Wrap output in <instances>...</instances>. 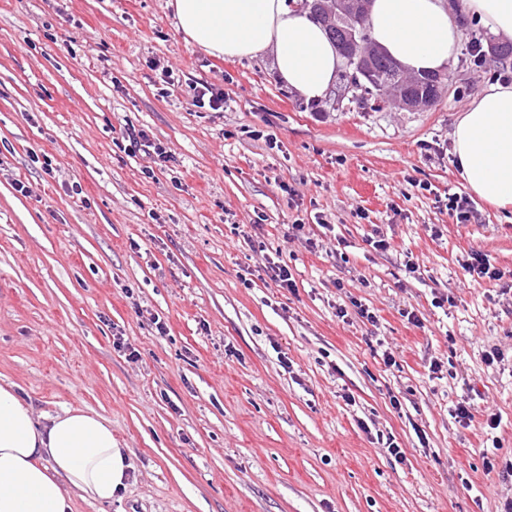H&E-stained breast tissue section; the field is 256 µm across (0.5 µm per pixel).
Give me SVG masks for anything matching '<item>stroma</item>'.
Instances as JSON below:
<instances>
[{"label": "stroma", "instance_id": "stroma-1", "mask_svg": "<svg viewBox=\"0 0 512 512\" xmlns=\"http://www.w3.org/2000/svg\"><path fill=\"white\" fill-rule=\"evenodd\" d=\"M166 3L0 0V383L38 416L106 417L131 464L112 503L73 512H501L512 208L477 198L457 224L444 199L464 190L453 123L512 60L476 72L469 45L492 34L468 17L432 109L341 80L307 104L270 55L187 43ZM199 80L223 111L192 106ZM128 125L170 161L125 151ZM473 250L501 280H473ZM354 301L376 323L337 317Z\"/></svg>", "mask_w": 512, "mask_h": 512}]
</instances>
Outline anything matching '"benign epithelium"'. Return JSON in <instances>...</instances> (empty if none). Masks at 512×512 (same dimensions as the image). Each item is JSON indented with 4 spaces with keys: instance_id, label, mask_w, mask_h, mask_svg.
<instances>
[{
    "instance_id": "obj_1",
    "label": "benign epithelium",
    "mask_w": 512,
    "mask_h": 512,
    "mask_svg": "<svg viewBox=\"0 0 512 512\" xmlns=\"http://www.w3.org/2000/svg\"><path fill=\"white\" fill-rule=\"evenodd\" d=\"M369 0H312V14L317 18L327 17L336 27L337 47L344 56H349L352 48H359V60L350 76L353 85H361L360 79H371V60L378 52L369 42L366 26ZM413 79L395 72V78L389 81V91L385 100H389L402 109L425 111L435 105L431 97L415 98L409 92Z\"/></svg>"
}]
</instances>
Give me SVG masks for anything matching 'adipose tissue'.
<instances>
[{
  "mask_svg": "<svg viewBox=\"0 0 512 512\" xmlns=\"http://www.w3.org/2000/svg\"><path fill=\"white\" fill-rule=\"evenodd\" d=\"M185 40L215 57L271 52L280 80L305 101L324 98L344 65L322 25L292 0H168ZM489 32L512 37V0H461ZM371 40L413 74L440 73L460 37L445 0H372ZM464 186L512 207V86L494 85L454 122ZM129 464L103 416L68 408L36 417L14 384H0V512H72L73 496L111 503Z\"/></svg>",
  "mask_w": 512,
  "mask_h": 512,
  "instance_id": "adipose-tissue-1",
  "label": "adipose tissue"
}]
</instances>
